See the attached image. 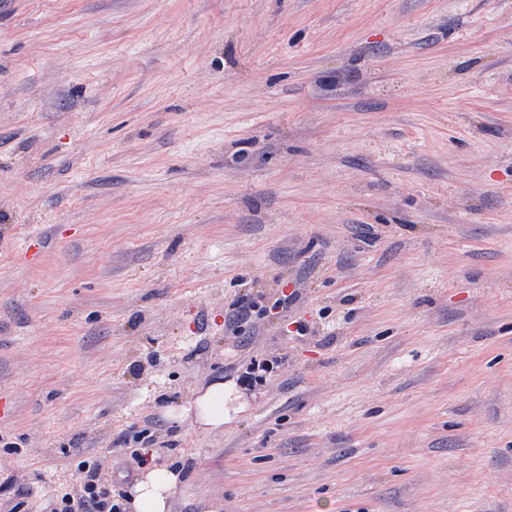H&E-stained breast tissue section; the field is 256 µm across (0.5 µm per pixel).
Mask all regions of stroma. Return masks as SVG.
<instances>
[{
    "label": "stroma",
    "mask_w": 512,
    "mask_h": 512,
    "mask_svg": "<svg viewBox=\"0 0 512 512\" xmlns=\"http://www.w3.org/2000/svg\"><path fill=\"white\" fill-rule=\"evenodd\" d=\"M0 404V512H512V0H0ZM256 308L257 305L251 299H242L234 305L233 311L225 318V325L234 329L240 323L252 320L255 315H261L262 313L260 314ZM232 383L224 384V378H216L205 387L197 388L194 398L187 405L174 407L177 419L194 417L195 424L206 432L224 430V423L230 420L228 404L239 396ZM179 478V471L166 465L147 466L128 493V506L132 512H169V500ZM80 472L83 474L80 479V491L75 495L64 494L61 498V507L53 508L51 512H121L118 504L101 499L107 492L99 490L97 468L84 466ZM108 505V510H105Z\"/></svg>",
    "instance_id": "1"
}]
</instances>
